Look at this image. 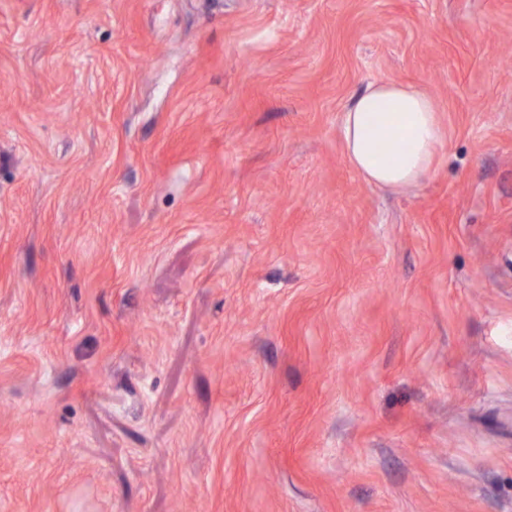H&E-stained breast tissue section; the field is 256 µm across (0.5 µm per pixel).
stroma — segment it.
I'll list each match as a JSON object with an SVG mask.
<instances>
[{
  "label": "stroma",
  "instance_id": "stroma-1",
  "mask_svg": "<svg viewBox=\"0 0 512 512\" xmlns=\"http://www.w3.org/2000/svg\"><path fill=\"white\" fill-rule=\"evenodd\" d=\"M0 512H512V0H0ZM350 164L369 183L390 190L413 186L433 169L444 134L433 100L412 84L371 82L354 95L342 115ZM389 145V157L375 153Z\"/></svg>",
  "mask_w": 512,
  "mask_h": 512
}]
</instances>
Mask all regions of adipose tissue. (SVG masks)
Wrapping results in <instances>:
<instances>
[{
    "label": "adipose tissue",
    "instance_id": "obj_1",
    "mask_svg": "<svg viewBox=\"0 0 512 512\" xmlns=\"http://www.w3.org/2000/svg\"><path fill=\"white\" fill-rule=\"evenodd\" d=\"M350 164L369 183L400 190L427 177L444 134L433 100L414 85L373 82L354 95L342 115ZM389 146L380 159L374 146Z\"/></svg>",
    "mask_w": 512,
    "mask_h": 512
}]
</instances>
